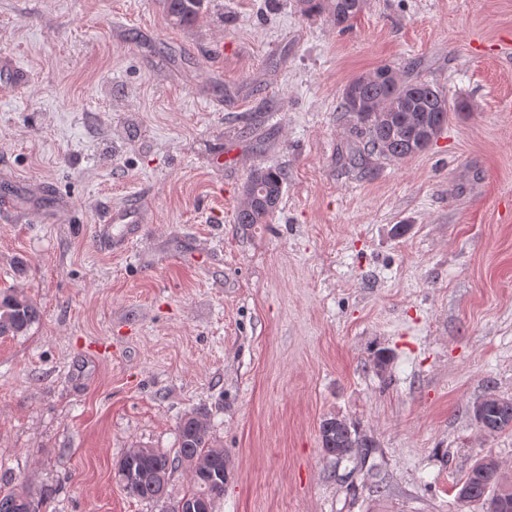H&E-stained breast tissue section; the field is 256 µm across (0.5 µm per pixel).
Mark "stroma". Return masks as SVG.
I'll list each match as a JSON object with an SVG mask.
<instances>
[{
    "instance_id": "obj_1",
    "label": "stroma",
    "mask_w": 512,
    "mask_h": 512,
    "mask_svg": "<svg viewBox=\"0 0 512 512\" xmlns=\"http://www.w3.org/2000/svg\"><path fill=\"white\" fill-rule=\"evenodd\" d=\"M0 291L40 309L0 337V486L47 512H166L114 478L135 445L174 454L207 411L227 482L215 512H483L455 486L512 431L470 408L512 399V0H367L346 30L296 0H0ZM390 66L437 85L425 152L337 165L352 78ZM257 166L287 175L267 223L235 222ZM138 205L135 237L95 227ZM391 351L377 371V351ZM373 438L369 471L319 424ZM160 2L171 24L190 28L198 20L205 0H161ZM26 76V71L17 65L13 57L1 54L0 89L2 94L7 92L12 86L22 82Z\"/></svg>"
}]
</instances>
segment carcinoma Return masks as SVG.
Returning <instances> with one entry per match:
<instances>
[{
	"label": "carcinoma",
	"mask_w": 512,
	"mask_h": 512,
	"mask_svg": "<svg viewBox=\"0 0 512 512\" xmlns=\"http://www.w3.org/2000/svg\"><path fill=\"white\" fill-rule=\"evenodd\" d=\"M205 0H161L171 24L190 28L198 20ZM366 0H297L304 15L324 14L340 30L364 8ZM341 111L353 118L356 137L350 162L366 167L374 156L404 159L425 151L448 122V100L442 90L426 82H406L389 66H380L368 75L349 81L343 88ZM286 174L276 168H254L242 188L243 200L235 222L243 227L265 224L273 214L282 192ZM40 317L36 303L23 292L14 290L0 298V336L26 334ZM472 412L477 424L488 434L512 430V399L493 393L476 403ZM178 448L171 457L155 448H129L114 469V477L127 492L141 500L164 498L172 471L183 467L189 474V486L177 504L200 506V512H214L216 500L224 497V448L209 435L206 415H185L177 427ZM319 435L324 451L336 458L356 461L364 466L375 453V443L360 435L346 421L334 417L322 420ZM463 484L469 496L457 498L465 506L490 501H509L512 512V479L505 476L499 461L491 455L477 458ZM46 498L34 497L24 488L0 489V512H43Z\"/></svg>",
	"instance_id": "cac0c4a2"
}]
</instances>
